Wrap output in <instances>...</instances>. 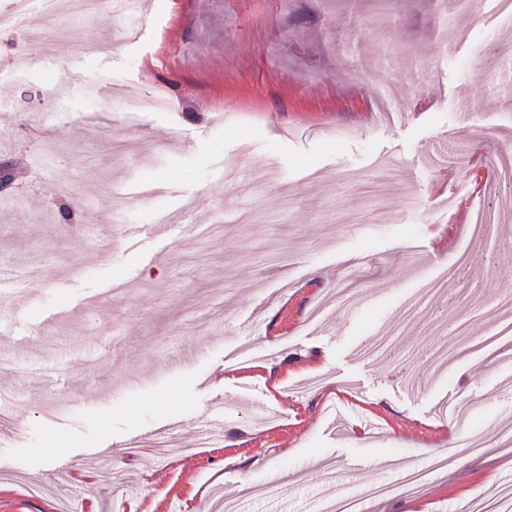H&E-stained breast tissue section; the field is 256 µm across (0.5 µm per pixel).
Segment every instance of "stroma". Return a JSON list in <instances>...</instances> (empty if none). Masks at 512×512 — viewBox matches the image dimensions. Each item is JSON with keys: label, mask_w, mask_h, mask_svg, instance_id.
Wrapping results in <instances>:
<instances>
[{"label": "stroma", "mask_w": 512, "mask_h": 512, "mask_svg": "<svg viewBox=\"0 0 512 512\" xmlns=\"http://www.w3.org/2000/svg\"><path fill=\"white\" fill-rule=\"evenodd\" d=\"M376 2L59 0L0 29V512H322L434 454L367 512L512 485V340L422 354L512 292L486 164L512 153V16L392 0L377 26ZM477 208L499 222L475 241ZM185 209L195 234L155 232ZM345 286L378 300L346 312ZM474 433L481 454L448 443ZM161 434L186 454L135 452ZM447 466L446 459H435L427 471H422L416 468L408 469L399 481L373 488L369 497H389L416 494L421 488L426 475L430 470H440Z\"/></svg>", "instance_id": "35a3bbf8"}]
</instances>
